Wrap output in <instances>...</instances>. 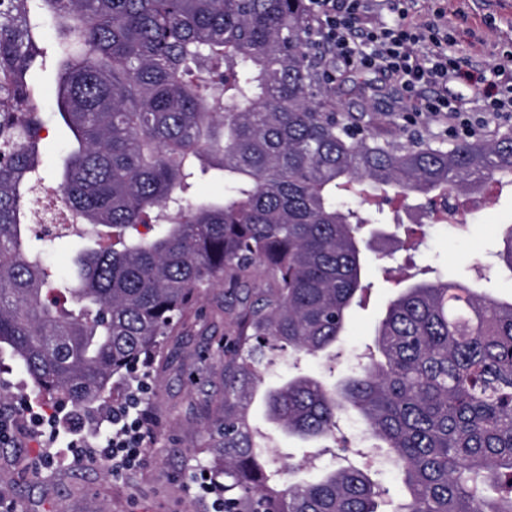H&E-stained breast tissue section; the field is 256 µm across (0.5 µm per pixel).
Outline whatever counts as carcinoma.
Returning a JSON list of instances; mask_svg holds the SVG:
<instances>
[{
  "mask_svg": "<svg viewBox=\"0 0 512 512\" xmlns=\"http://www.w3.org/2000/svg\"><path fill=\"white\" fill-rule=\"evenodd\" d=\"M48 22L68 132L59 193L95 236L62 276L43 258L55 237L32 227L44 125L30 75ZM311 36L305 0H0V344L39 389L97 403L225 284L240 307L195 449L224 512H383L365 469L291 481L248 419L260 365L336 346L369 288L361 230L382 204L512 177V130L399 145L336 115L318 101ZM196 170L224 196H189ZM498 257L512 274V224ZM259 275L270 287L250 288ZM374 345L338 386L299 374L268 389L269 421L344 450L338 417H361L401 473L394 512H512V300L467 278L415 281Z\"/></svg>",
  "mask_w": 512,
  "mask_h": 512,
  "instance_id": "cac0c4a2",
  "label": "carcinoma"
}]
</instances>
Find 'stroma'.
<instances>
[{"mask_svg": "<svg viewBox=\"0 0 512 512\" xmlns=\"http://www.w3.org/2000/svg\"><path fill=\"white\" fill-rule=\"evenodd\" d=\"M406 18L382 11L387 25L405 20L413 25L441 15L448 36V55L463 68L498 81L497 65L512 54V0H406ZM44 121V180L46 190L57 187L56 171L65 147V131L54 115L55 69L46 63L33 76ZM320 98L337 109L361 116L370 132L401 143L420 137L451 142L445 123L426 115L409 118L411 104L400 90L377 76L356 69L338 68L334 83L322 86ZM461 211L471 222L469 232L449 226H430L424 198L412 197L405 209L380 214L368 238L363 277L371 284L367 306L355 310L339 344L336 360L326 356L295 357L276 353L263 364L264 382L274 385L297 374L316 375L327 383L346 376L374 337V330L395 292L385 268L407 263L431 264L443 272L468 276L473 263H487L496 251L502 225L512 222V185L490 195L460 198ZM417 230L422 244L414 254L398 250L397 225ZM224 287L211 288L197 303L177 342L168 344L166 362L147 361L137 378L147 383L142 407L150 417L145 460L139 467L114 471L111 462L95 458L99 434L109 432L113 407L123 404L126 381H117V394L86 410L59 402L40 392L9 348L0 349V415L10 419L12 434L0 443V500L14 512H213L212 496L196 486L206 471L195 448L209 440L207 411L212 395L222 385V364L216 355L230 328L224 313ZM44 415L31 421L24 402ZM281 455L300 464L298 479L314 477L301 462L316 456L318 465L336 468L365 465L357 455H343L331 442L302 441L276 436Z\"/></svg>", "mask_w": 512, "mask_h": 512, "instance_id": "obj_1", "label": "stroma"}]
</instances>
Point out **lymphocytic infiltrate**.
I'll use <instances>...</instances> for the list:
<instances>
[{"label":"lymphocytic infiltrate","mask_w":512,"mask_h":512,"mask_svg":"<svg viewBox=\"0 0 512 512\" xmlns=\"http://www.w3.org/2000/svg\"><path fill=\"white\" fill-rule=\"evenodd\" d=\"M364 2L307 0L316 42L333 51L321 71L322 79L334 81L340 65L371 71L399 85L404 97L414 102L415 112L446 119L454 135L465 138L480 135L483 121L471 119L461 98L446 92L448 83L469 82L473 76L449 59L439 23L433 20L414 26L372 25L366 21ZM427 86L438 87V94L423 95L422 90ZM141 403V398L135 396L129 403L113 408L114 430L98 451L100 459L117 460L128 467L142 462L148 415Z\"/></svg>","instance_id":"lymphocytic-infiltrate-1"}]
</instances>
